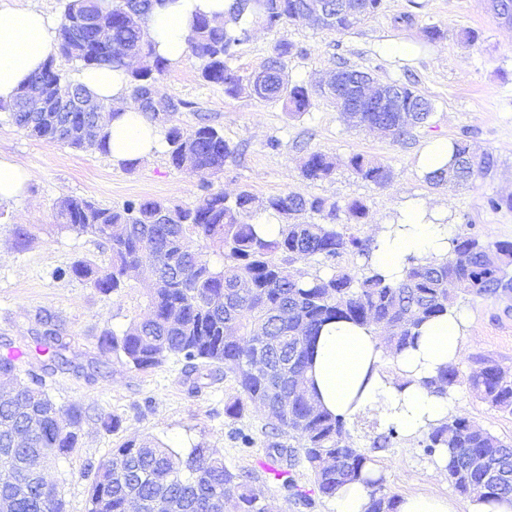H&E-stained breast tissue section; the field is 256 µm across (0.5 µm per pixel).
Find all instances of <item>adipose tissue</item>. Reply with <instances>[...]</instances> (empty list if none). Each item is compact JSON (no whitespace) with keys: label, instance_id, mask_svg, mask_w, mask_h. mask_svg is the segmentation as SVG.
<instances>
[{"label":"adipose tissue","instance_id":"obj_1","mask_svg":"<svg viewBox=\"0 0 512 512\" xmlns=\"http://www.w3.org/2000/svg\"><path fill=\"white\" fill-rule=\"evenodd\" d=\"M234 0H163L156 6L148 33L158 55L170 65L181 64L189 53L192 20L201 12L223 18ZM59 23L36 8L10 13L0 19V103L9 104L53 56ZM76 80L106 105L101 134L113 164L152 155L164 144L160 126L130 98L128 71L109 64L81 68ZM435 205L413 202L398 213L394 225L375 229L371 261L387 276L399 277L406 256L441 259L448 254L449 225L433 220ZM468 313L452 306L443 315L424 322L414 346L398 354L384 351L382 330L347 320L322 327L307 376L321 409L356 420L369 414L383 428H395L407 443L453 412L451 397L432 393L426 379L439 368L457 365L467 331ZM381 471L367 464L362 479L339 488L331 500L334 512H367L371 484Z\"/></svg>","mask_w":512,"mask_h":512}]
</instances>
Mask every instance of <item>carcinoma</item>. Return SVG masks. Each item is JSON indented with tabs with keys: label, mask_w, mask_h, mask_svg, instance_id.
I'll use <instances>...</instances> for the list:
<instances>
[{
	"label": "carcinoma",
	"mask_w": 512,
	"mask_h": 512,
	"mask_svg": "<svg viewBox=\"0 0 512 512\" xmlns=\"http://www.w3.org/2000/svg\"><path fill=\"white\" fill-rule=\"evenodd\" d=\"M161 0H67L59 29L58 54L84 66L109 63L125 65L131 58L138 65L129 70L134 96L143 87L155 83L169 64L155 52L146 23ZM310 0H235L224 20L216 21L203 13L193 19L192 54L201 61L200 77L224 88V94L236 97L253 90L251 77L232 66L236 47L247 37L240 27L243 13L251 12L254 24L267 30H279L300 17L302 6ZM381 0H361V12L354 15L329 11L316 24L343 33L371 15ZM88 11L112 17L110 41L84 35L80 51L72 43L80 30V18ZM294 45L281 37L271 55L261 65L269 82L258 98L282 104L287 112L302 113L317 97L336 104V90L317 89L294 84L288 75V60ZM34 80L53 92L84 90L66 79L50 60ZM404 92L411 106H427L424 112H352L346 114L353 126H396V139L411 135L413 129L427 123L433 105L408 81H392ZM7 120L28 136L75 150L100 145L98 140L81 134L91 122L89 114L74 112L70 128L56 127L53 113L19 112L16 103L3 107ZM171 163L179 168L184 154L195 156L194 171L215 176L237 148L224 139L215 126L200 120L190 129L177 124L165 133ZM453 159L448 168L426 175L435 186L452 184L466 187L479 177L494 173L498 158L487 151L476 155L465 140L453 141ZM347 166L361 180L376 187L387 185L392 173L385 165L360 154L351 156ZM333 157L314 151L305 157L302 176L312 182L333 174ZM253 196L240 192L228 201L221 191L208 192L189 205L155 199L130 200L120 207H102L86 198L68 197L59 202L57 218L78 235L90 234L103 241L110 251L106 264L81 259L56 272L59 279L76 278L104 294L120 290L146 261L154 278L164 287L152 289L149 315L135 321L121 334L105 330L99 339L105 353H119L137 370H146L176 357L184 362V371L192 376L200 366H212L231 375L239 397L225 406V414L238 417L247 407L259 406V399L274 389L283 395V403L268 413L275 416L273 435L282 432L295 444L273 441L271 454L280 462L281 471L292 472L306 462L315 484L324 498L336 489L360 478L370 457L348 439V422L321 411L308 397L305 373L312 360L313 338L321 327L338 319L388 327L385 350L399 352L414 344L416 330L428 319L454 305L455 295L448 285L463 293L495 296L512 285V242L486 244L472 235L449 239L448 255L440 262L407 257L403 276L387 281L371 263L373 240L357 234L356 223L367 217L366 205L358 200L342 208L329 198L293 193L272 196L266 209L282 219L276 236L260 233L249 222ZM345 211L351 224H338ZM318 216L322 222L306 219ZM216 247L221 258L216 267L209 249ZM352 255L363 260L358 274L340 264ZM314 259L318 268L295 267L298 261ZM43 331L35 337L34 351L50 369H69L67 342L59 326L42 319ZM264 330L270 336L288 337L280 347L258 350L252 334ZM0 369L14 373L15 397L31 412L39 415L40 427L18 440L25 414L0 403V495L11 501L13 512H65V505L45 474L32 469V462L45 457L53 460L77 447L86 412L78 406L66 415L45 390L43 378L30 374L23 378L16 362L0 357ZM501 366L487 361L468 377L458 367L446 368L427 381L433 392L447 395L466 384L492 409L512 415V383L501 379ZM424 452L436 455L450 449L445 472L451 485L462 494L486 499L512 494V443L450 414L440 425L424 433ZM491 457L503 472L498 484L483 482L480 472L471 466L475 457ZM237 491V512H271V505L253 488L248 477L224 465L218 448L196 446L183 456L150 437L124 442L112 458L92 472L88 512H128L129 502L138 499L143 509L158 491L166 492L176 512H224V488ZM397 496L387 492L379 481L371 491L368 512H395Z\"/></svg>",
	"instance_id": "1"
}]
</instances>
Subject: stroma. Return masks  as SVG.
Wrapping results in <instances>:
<instances>
[{"label": "stroma", "mask_w": 512, "mask_h": 512, "mask_svg": "<svg viewBox=\"0 0 512 512\" xmlns=\"http://www.w3.org/2000/svg\"><path fill=\"white\" fill-rule=\"evenodd\" d=\"M430 24L443 31L432 43L424 36ZM467 30L476 32V41L464 39ZM281 35L297 48L288 64L292 81L317 84L341 60L383 83L408 73L433 105L429 122L415 128L409 139L397 140L367 127L348 126L334 105L320 98L308 112L291 114L281 104L247 92L229 97L223 88L201 79L200 62L191 55L156 82L158 97L180 104L160 126L177 123L188 129L203 115L220 127L239 152L215 176L174 167L163 149L134 167L116 165L95 149L75 151L31 138L0 114V155L22 160L32 173L23 200L0 204V342L31 346L40 317L50 316L68 338L70 357L100 362L101 371L91 379L69 371L46 376L49 396L58 407H90L118 421L110 430L92 420L84 422L78 448L46 466L45 475L57 486L66 512H88V462L106 460L123 442L143 437L183 454L197 444L220 448L227 467L251 474L261 497L287 506L288 512L332 510L315 488L307 464L297 466L292 477L313 498V508L289 496L282 481L271 477L275 461L263 431L267 416L255 407L237 418L224 412L238 395L232 377L215 373L196 390L176 360L137 370L122 355L101 353L102 331L122 332L146 315L152 281L145 273L120 292L104 294L77 279H56L57 268L76 260L108 259L100 240L62 227L56 216L60 200L88 198L105 207L138 199L190 204L210 190L232 198L245 189L254 196L256 221L266 213L267 198L282 193L330 197L342 205L360 200L368 216L359 224V234L368 238L373 225L391 221L409 201L424 199L443 207V221L453 234H475L488 244L512 241V210L494 211L486 204L491 197L512 196V28L492 16L486 0H382L372 17L343 33L319 29L305 19L289 22L278 33L254 29L236 49L234 64L241 74L258 70ZM401 42L409 45V52L393 54L392 45ZM436 138L464 139L477 151H492L499 160L495 173L469 188L431 185L417 163ZM272 139L278 140L277 148L269 147ZM312 151L335 157L336 169L327 179L302 177V161ZM355 154L387 166L391 181L376 187L361 180L347 165ZM18 228L29 233L22 247L16 244ZM456 304L472 317L461 373L470 374L484 359L512 364V297L461 294ZM455 412L512 441V415L490 408L469 387L457 390ZM240 432L252 436L251 448L241 447L236 438ZM351 438L385 471L391 494H442L460 510L465 507L467 495L455 490L422 444L410 448L400 438L376 449L372 431L361 425Z\"/></svg>", "instance_id": "35a3bbf8"}]
</instances>
